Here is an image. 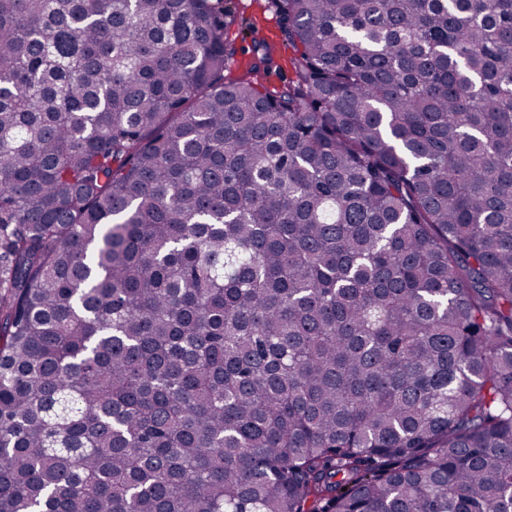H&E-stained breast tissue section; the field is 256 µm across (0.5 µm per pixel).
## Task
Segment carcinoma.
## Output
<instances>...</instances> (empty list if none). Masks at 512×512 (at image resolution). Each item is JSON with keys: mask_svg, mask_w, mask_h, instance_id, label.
I'll use <instances>...</instances> for the list:
<instances>
[{"mask_svg": "<svg viewBox=\"0 0 512 512\" xmlns=\"http://www.w3.org/2000/svg\"><path fill=\"white\" fill-rule=\"evenodd\" d=\"M0 0V512H512V0ZM232 6L235 8L238 17V26L231 30L230 36H236V44L239 51L235 57L232 67L239 66L244 69L252 58V35L248 32L247 26L252 19H259V24L263 29H268L271 36L268 40L276 42L278 47V62L282 66L280 72L273 71L268 74L269 78L263 83L269 89L278 87L282 80L290 75L288 60L292 56L293 50L288 46L279 44L278 22L274 12L268 9V0H233Z\"/></svg>", "mask_w": 512, "mask_h": 512, "instance_id": "carcinoma-1", "label": "carcinoma"}]
</instances>
